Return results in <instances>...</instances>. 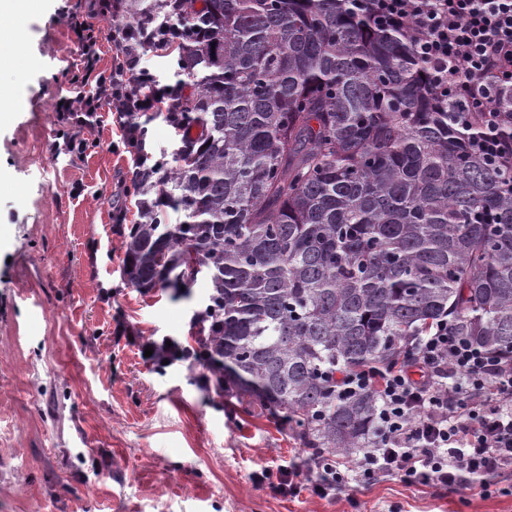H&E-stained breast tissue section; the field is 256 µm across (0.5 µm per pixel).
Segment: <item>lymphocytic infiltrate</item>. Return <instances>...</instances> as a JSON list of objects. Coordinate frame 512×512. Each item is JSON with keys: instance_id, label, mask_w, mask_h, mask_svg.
Here are the masks:
<instances>
[{"instance_id": "obj_1", "label": "lymphocytic infiltrate", "mask_w": 512, "mask_h": 512, "mask_svg": "<svg viewBox=\"0 0 512 512\" xmlns=\"http://www.w3.org/2000/svg\"><path fill=\"white\" fill-rule=\"evenodd\" d=\"M380 22L406 26L428 84L463 127H477L472 146L504 168L512 183V0H359ZM112 16V66H98L101 34L72 17L82 46L76 76L94 86L81 110L115 113L123 130L145 112L171 111L168 89L145 64L179 50L183 24L173 13L126 20L123 0H99ZM482 122H475V113ZM338 394L377 392L381 443L348 464L322 450L277 470L253 473L255 486L282 496L325 498L392 476L410 486H459L486 495L490 476L512 470V365L452 335L447 321L413 337L404 360L385 371L336 379Z\"/></svg>"}]
</instances>
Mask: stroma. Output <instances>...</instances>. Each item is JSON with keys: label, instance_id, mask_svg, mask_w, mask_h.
<instances>
[{"label": "stroma", "instance_id": "35a3bbf8", "mask_svg": "<svg viewBox=\"0 0 512 512\" xmlns=\"http://www.w3.org/2000/svg\"><path fill=\"white\" fill-rule=\"evenodd\" d=\"M89 7L39 0L15 43L40 66L0 65V91L18 100L0 114V512H512V495L393 477L330 499L266 494L251 475L302 451L293 431L219 395L208 366L162 374L142 356L150 337L193 347L211 283L203 272L145 293L123 275L139 219L133 155L112 113L88 127L55 110L88 93L72 80L70 15L110 29ZM145 120L147 151L174 163L179 135L161 115Z\"/></svg>", "mask_w": 512, "mask_h": 512}]
</instances>
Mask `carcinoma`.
Instances as JSON below:
<instances>
[{
  "instance_id": "cac0c4a2",
  "label": "carcinoma",
  "mask_w": 512,
  "mask_h": 512,
  "mask_svg": "<svg viewBox=\"0 0 512 512\" xmlns=\"http://www.w3.org/2000/svg\"><path fill=\"white\" fill-rule=\"evenodd\" d=\"M181 2L195 92L168 119L170 175L132 182L123 273H210L218 390L349 454L378 446L379 402L338 397L336 371L396 365L440 319L512 364V187L437 103L410 32L356 0Z\"/></svg>"
}]
</instances>
